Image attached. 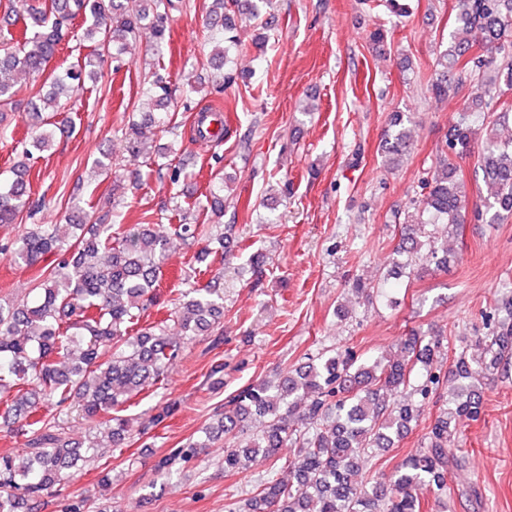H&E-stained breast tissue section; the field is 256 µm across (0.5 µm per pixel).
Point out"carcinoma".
<instances>
[{
    "instance_id": "1",
    "label": "carcinoma",
    "mask_w": 512,
    "mask_h": 512,
    "mask_svg": "<svg viewBox=\"0 0 512 512\" xmlns=\"http://www.w3.org/2000/svg\"><path fill=\"white\" fill-rule=\"evenodd\" d=\"M456 27L448 48L437 58L431 93L439 98L457 95L466 85L476 88L480 110L462 114L449 134L450 153L436 159V171L420 183L413 203L414 219L403 221L396 246L403 265L425 262L448 267V245L433 229L448 225L453 234L466 223V190L457 159L490 123L500 126L512 113L505 100L512 91V0H454ZM240 0H211L210 64L224 70V82L235 81L229 67L240 41L230 13ZM171 0H22L24 26L18 37L0 42V105L23 92L20 72L38 74L55 57L71 22L81 17L84 35L97 43L96 53L83 63L55 72L50 90L34 106L38 113L59 112L85 85L97 78L96 65L104 55L112 59L127 39L148 35L156 53L168 44ZM142 97L151 112H133L121 129L127 151L151 158L144 129L169 132L161 110L167 108L170 89L159 74L145 82ZM57 126L36 120L24 156L52 146ZM486 146L478 167L487 196L474 204V219L497 224L512 216V142L497 134L485 135ZM409 149L405 129L384 138L382 151L400 155ZM15 178L0 184V224H13L26 206L27 163L14 168ZM120 202L112 200V223L86 225L76 211L72 221L87 231L78 243L68 244L54 224H34L10 254L16 264L33 265L52 254L43 281L31 299L0 302V417L27 420L23 454H0V512H33L42 494L60 483L84 454L117 448L128 421L104 418L132 396L164 377L184 344L214 327L224 315V292L195 282L196 270L183 273L187 288L180 292L175 318L180 335L166 333L164 322L149 323L146 312L157 297L159 273L169 254L195 237V224H178L170 234L154 224H140L119 232ZM507 318L482 341L484 357L455 353L447 377L459 384L452 408L433 422L426 446L405 458L384 481L368 486L356 481L365 458L392 448L424 415L426 404L441 400L442 372L434 367L444 359L443 339L410 330L399 341L406 356L359 363L354 355L328 354L318 362L288 372L276 384L251 385L224 404L204 437L178 448L158 465L169 468L208 446L212 434L224 435V469L246 468L251 456L263 452L276 457L292 449L288 468L295 482L270 480L245 509L237 503L227 512H421L424 495L440 497L448 491V474L465 464L452 452V422L458 417L478 419L483 402L473 387L487 372L512 363V299L504 306ZM408 390L405 400L394 395ZM76 409L95 431L85 446L66 439L60 417ZM265 418L260 433L246 443L237 434L251 417Z\"/></svg>"
}]
</instances>
